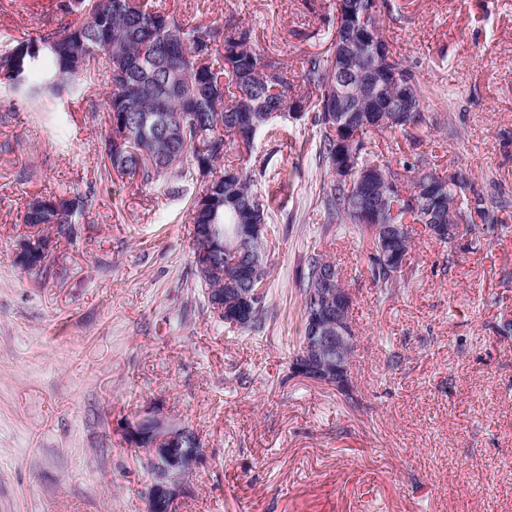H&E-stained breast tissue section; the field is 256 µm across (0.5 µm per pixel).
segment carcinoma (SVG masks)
<instances>
[{"mask_svg":"<svg viewBox=\"0 0 512 512\" xmlns=\"http://www.w3.org/2000/svg\"><path fill=\"white\" fill-rule=\"evenodd\" d=\"M378 0H353V17L343 18L331 27V45L301 61V82L288 78L284 62L276 54L251 45V30L230 21L218 25L190 24L173 13L148 9L141 0H63L59 9L77 20L37 39L18 41L0 53V89L45 107L65 103L78 93L76 79L91 77L92 66L106 68L111 91L106 101L107 129L103 135L104 153L112 171L150 186L164 183L170 193L178 194L180 184L191 178L202 186L203 197H195L193 240L204 236L224 244V250L203 256L192 252V265L207 298V305L224 303L219 321L261 333L268 314L269 271L264 262L267 242L247 240L238 249L234 245L244 224H266L270 206L253 190L256 172H265L266 159L255 158L247 170L231 160L240 146L250 147L261 130L272 125L271 112H295L297 106L314 113L320 127L319 157L330 166L341 151L339 141L358 132L355 155L349 168L351 181L330 179L321 199L327 224H351L363 233L370 225L360 223L355 204L360 195H373L382 208V221L391 219L393 205L411 213L415 222L433 225L429 211L422 208L417 187L422 182L436 185L443 202L434 205L439 223L452 224L448 217V195L460 199L461 208L476 214L481 223H501L499 213L508 203L472 187L460 170L442 175L428 158L420 154L413 162L392 164L372 150L371 134L400 132L408 138L424 124L421 112H395L387 103L390 93L373 100L363 99L362 111L336 113V99L328 88L338 87L337 70L343 59L336 45L345 44L347 53L368 69L394 70L406 82L414 76L390 50L380 28L381 9L375 8L362 18L361 5ZM160 120L154 133L142 128L144 118ZM347 131L330 130L333 122ZM129 134L122 148H116L110 130ZM223 166L217 173V165ZM374 173L373 180L357 181L362 172ZM46 208L39 211L27 205L23 223L37 229L28 235L38 244L71 239L75 235L73 216L92 208L93 196L68 198L43 197ZM370 272L386 292L405 285V267L387 270L380 252L388 250L408 255L412 246L410 232H404L387 245L371 239ZM214 261L224 268V277L201 276L200 267ZM333 266L318 253H311L299 277L303 307L317 287L316 276ZM259 277L262 292L246 300L237 292L250 288L243 271Z\"/></svg>","mask_w":512,"mask_h":512,"instance_id":"cac0c4a2","label":"carcinoma"}]
</instances>
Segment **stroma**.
Instances as JSON below:
<instances>
[{
  "label": "stroma",
  "mask_w": 512,
  "mask_h": 512,
  "mask_svg": "<svg viewBox=\"0 0 512 512\" xmlns=\"http://www.w3.org/2000/svg\"><path fill=\"white\" fill-rule=\"evenodd\" d=\"M193 23L232 19L291 72L329 46L336 0H145ZM384 37L411 70L440 169L512 202V0H385ZM0 0V51L60 26ZM108 78L60 112L0 98V512H145L143 452L118 426L158 406L205 461L176 512H512V205L451 245L412 227L416 276L385 293L369 237L327 229L330 178L308 114L277 120L241 166L268 160L270 314L218 323L192 268L191 204L108 174ZM93 193L46 272L22 266L37 196ZM352 304L350 393L291 375L311 251Z\"/></svg>",
  "instance_id": "obj_1"
}]
</instances>
